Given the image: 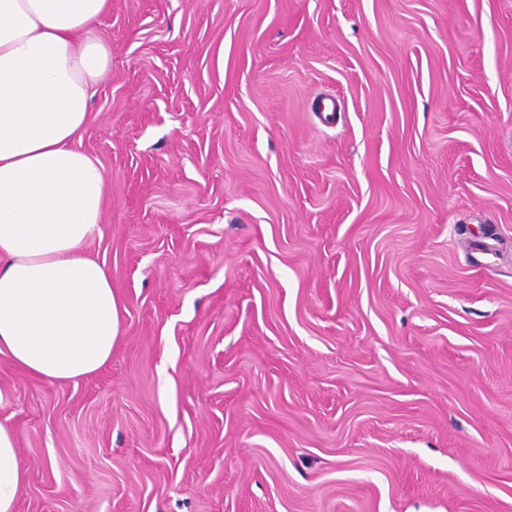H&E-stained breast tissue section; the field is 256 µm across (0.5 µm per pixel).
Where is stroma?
<instances>
[{
	"mask_svg": "<svg viewBox=\"0 0 512 512\" xmlns=\"http://www.w3.org/2000/svg\"><path fill=\"white\" fill-rule=\"evenodd\" d=\"M97 34L120 332L74 382L0 354L16 512H512V0H112Z\"/></svg>",
	"mask_w": 512,
	"mask_h": 512,
	"instance_id": "35a3bbf8",
	"label": "stroma"
}]
</instances>
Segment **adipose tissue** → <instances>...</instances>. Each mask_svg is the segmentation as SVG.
Wrapping results in <instances>:
<instances>
[{
  "mask_svg": "<svg viewBox=\"0 0 512 512\" xmlns=\"http://www.w3.org/2000/svg\"><path fill=\"white\" fill-rule=\"evenodd\" d=\"M111 0H0V354L28 376L69 382L112 357V276L87 247L107 182L81 151L110 51L95 28ZM28 471L0 424V512Z\"/></svg>",
  "mask_w": 512,
  "mask_h": 512,
  "instance_id": "ef3b65f1",
  "label": "adipose tissue"
}]
</instances>
